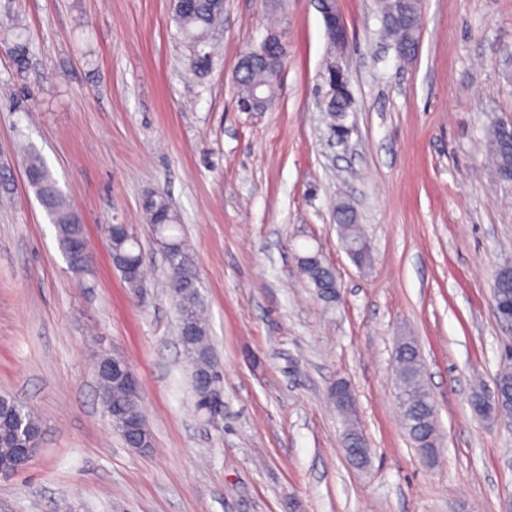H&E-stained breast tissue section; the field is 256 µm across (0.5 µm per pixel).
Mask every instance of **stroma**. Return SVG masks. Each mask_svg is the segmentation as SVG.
Returning a JSON list of instances; mask_svg holds the SVG:
<instances>
[{
  "instance_id": "obj_1",
  "label": "stroma",
  "mask_w": 512,
  "mask_h": 512,
  "mask_svg": "<svg viewBox=\"0 0 512 512\" xmlns=\"http://www.w3.org/2000/svg\"><path fill=\"white\" fill-rule=\"evenodd\" d=\"M354 102L329 136L333 54L313 0H224L210 72L194 76L170 0H0V393L30 407L41 441L0 479V512H503L512 431L474 414L512 325L493 313L512 262V182L484 131L512 120V0H423L418 52L378 39L375 0H338ZM277 34L279 94L240 108L242 55ZM39 156L91 243L71 271L25 176ZM167 197L193 250L224 376V419L199 416L178 314L149 225ZM354 207L371 261L341 246L334 207ZM128 224L147 271L134 296L102 227ZM320 251L339 298L324 306L296 256ZM418 342L438 406L434 462L401 424L391 357ZM132 367L151 449L126 445L99 396L95 356ZM356 398L366 467L344 451L326 402ZM493 312L503 320L501 308L512 307V266L502 265L496 270L492 281Z\"/></svg>"
}]
</instances>
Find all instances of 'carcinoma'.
Here are the masks:
<instances>
[{"label":"carcinoma","mask_w":512,"mask_h":512,"mask_svg":"<svg viewBox=\"0 0 512 512\" xmlns=\"http://www.w3.org/2000/svg\"><path fill=\"white\" fill-rule=\"evenodd\" d=\"M224 8V0H190L181 8H173V18L179 33L190 47L189 69L198 76L206 75L212 65L210 28L215 14ZM422 7L418 0H378L381 33L394 47L401 59L415 56L421 25ZM241 98L249 99L257 92L266 93L272 100L279 91L280 81L274 70V61L255 59L236 71ZM352 99L336 98L331 125L345 124L352 111ZM487 157L500 178L512 174V125L502 122L486 133ZM26 174L42 206L48 212L56 231L60 250L71 269L84 267L87 242L80 217L70 201L58 187L56 180L43 161L35 156L28 158ZM142 212L152 228L157 249L168 255L164 265L168 273V288L180 312L179 332L183 351L191 368V389L195 410L203 402L197 392V376L217 372L219 367L208 335L204 303L199 292V273L196 258L185 239L179 234L178 217L167 200L153 193L142 201ZM336 221L343 244L360 250V258L367 261L370 252L361 225L356 223L354 211L347 204L336 209ZM106 247L115 268L121 273L132 294L141 292L144 271L139 262L140 245L134 240L129 226L115 224L104 227ZM301 273L315 288L317 298L325 304L336 302V272L317 251L297 255ZM493 312L502 318L501 309L512 306V266L502 265L492 281ZM394 368L402 425L418 452L440 447L437 428V407L429 386L424 361L419 347L411 336H401L394 350ZM112 391V405L128 412L141 413L139 402L130 389L118 383H106ZM471 405L481 417L497 424H512V354L505 355L500 363L493 395H488L480 384L471 390ZM0 471L16 466L15 449L22 448L39 438V422L33 412L9 395H0ZM132 448H150L152 435L144 422L129 434H122ZM345 444L354 448L351 461L364 466L369 460V449L363 436L353 427L345 436Z\"/></svg>","instance_id":"carcinoma-1"}]
</instances>
